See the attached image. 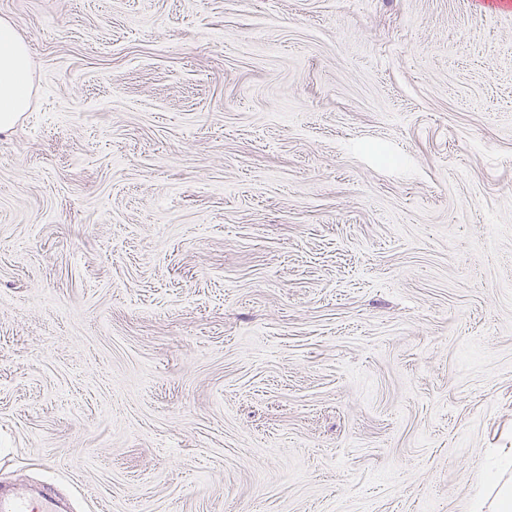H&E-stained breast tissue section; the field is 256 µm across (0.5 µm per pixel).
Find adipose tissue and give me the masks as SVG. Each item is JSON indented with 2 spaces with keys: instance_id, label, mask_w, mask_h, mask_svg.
<instances>
[{
  "instance_id": "1",
  "label": "adipose tissue",
  "mask_w": 512,
  "mask_h": 512,
  "mask_svg": "<svg viewBox=\"0 0 512 512\" xmlns=\"http://www.w3.org/2000/svg\"><path fill=\"white\" fill-rule=\"evenodd\" d=\"M33 92V65L27 45L12 24L0 20V132H7L27 111ZM486 483L490 495H478L471 512H512V448L501 449Z\"/></svg>"
}]
</instances>
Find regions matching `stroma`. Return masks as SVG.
Here are the masks:
<instances>
[{
  "instance_id": "1",
  "label": "stroma",
  "mask_w": 512,
  "mask_h": 512,
  "mask_svg": "<svg viewBox=\"0 0 512 512\" xmlns=\"http://www.w3.org/2000/svg\"><path fill=\"white\" fill-rule=\"evenodd\" d=\"M0 484L74 512H471L512 448V11L0 0ZM33 65L27 45L12 24L0 20V132L18 123L30 105Z\"/></svg>"
}]
</instances>
